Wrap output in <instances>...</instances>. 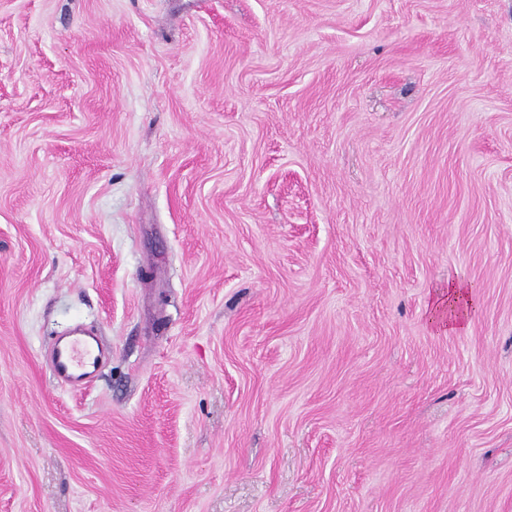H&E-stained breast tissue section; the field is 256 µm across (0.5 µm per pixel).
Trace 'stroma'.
Segmentation results:
<instances>
[{
	"instance_id": "stroma-1",
	"label": "stroma",
	"mask_w": 512,
	"mask_h": 512,
	"mask_svg": "<svg viewBox=\"0 0 512 512\" xmlns=\"http://www.w3.org/2000/svg\"><path fill=\"white\" fill-rule=\"evenodd\" d=\"M0 512H512V0H0ZM468 288L463 282H449L446 288H441L431 310V320L441 327L448 320V329L466 327L472 309ZM98 343L87 340L81 333L64 336L54 349L49 363L51 374L60 382L73 387L87 386L97 375Z\"/></svg>"
}]
</instances>
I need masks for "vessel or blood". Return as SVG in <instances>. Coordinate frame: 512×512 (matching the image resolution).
Instances as JSON below:
<instances>
[{"instance_id":"obj_1","label":"vessel or blood","mask_w":512,"mask_h":512,"mask_svg":"<svg viewBox=\"0 0 512 512\" xmlns=\"http://www.w3.org/2000/svg\"><path fill=\"white\" fill-rule=\"evenodd\" d=\"M97 345L81 333L64 336L54 349L49 363L52 375L74 387L87 386L96 376L99 367Z\"/></svg>"}]
</instances>
